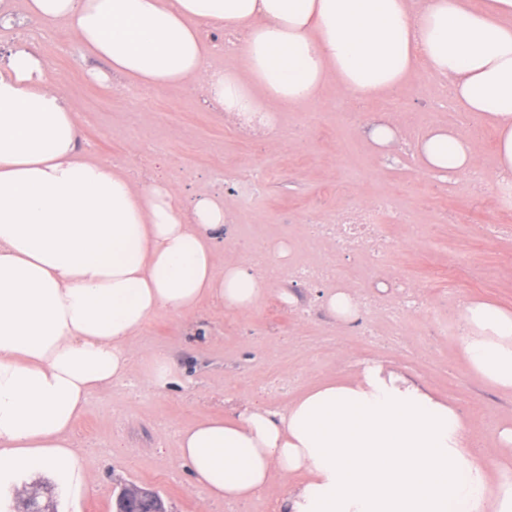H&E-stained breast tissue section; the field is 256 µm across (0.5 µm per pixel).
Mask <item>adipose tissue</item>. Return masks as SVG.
I'll use <instances>...</instances> for the list:
<instances>
[{
	"label": "adipose tissue",
	"instance_id": "ef3b65f1",
	"mask_svg": "<svg viewBox=\"0 0 512 512\" xmlns=\"http://www.w3.org/2000/svg\"><path fill=\"white\" fill-rule=\"evenodd\" d=\"M61 21L84 56L143 88L201 85L229 113L315 101L328 83L359 99L404 84L417 65L447 79L464 117L496 135L500 189L512 188V0H0V22ZM235 37L244 72L212 69L207 28ZM432 173L476 166L457 129L417 144ZM223 190L184 205L79 148L68 95L17 43L0 66V494L46 473L68 495L89 490L71 438L88 399L129 375L134 339L164 311L207 299L247 311L275 283L225 260ZM470 369L512 393V311L470 300L459 315ZM452 404L374 364L312 388L280 410L183 427L194 485L227 505L265 497L302 473L290 512H512V426L481 456Z\"/></svg>",
	"mask_w": 512,
	"mask_h": 512
}]
</instances>
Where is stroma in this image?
I'll return each mask as SVG.
<instances>
[{"label": "stroma", "mask_w": 512, "mask_h": 512, "mask_svg": "<svg viewBox=\"0 0 512 512\" xmlns=\"http://www.w3.org/2000/svg\"><path fill=\"white\" fill-rule=\"evenodd\" d=\"M34 35L54 48L47 75L67 92L91 157L113 161L135 177H163L187 202L223 189L232 222L224 236L225 260L243 262L253 249L286 240L292 262L359 266L360 256L336 251L332 243L311 246L306 229L348 198L384 196L409 210L408 223L390 227L395 268L431 287L421 306L398 322L385 310L390 295H377L368 338L348 335L345 324L316 304V285L300 281L289 282L288 289L310 316L297 324L272 294L245 312L209 301L182 319L157 313L135 347L142 355L167 351L176 381L156 390L137 364L128 380L90 396L74 439L91 491L75 505L54 489L58 512H112L116 494L131 485L158 491L169 512H224L223 504L194 486L176 433L198 419L230 418L259 402V389L273 373L290 378V401L366 364L394 367L454 404L477 452L493 447L498 430L512 425V394L484 384L457 339L465 301L512 309V205L498 187L493 128L481 120L461 124L448 81L424 74L399 92L370 99L344 97L327 85L313 103L278 108L284 135L273 142L236 130L205 106L194 85L144 89L133 100L112 83L89 77L98 63L83 57L73 33L41 25ZM380 116L399 131L397 145L384 152L368 138ZM437 124L459 128L472 144L484 172L478 193L468 190L465 175L445 178L423 169L414 146ZM243 188L251 191L247 209L236 203ZM459 258L474 278L449 289L432 287ZM397 331L404 336L400 346L392 341Z\"/></svg>", "instance_id": "obj_1"}]
</instances>
